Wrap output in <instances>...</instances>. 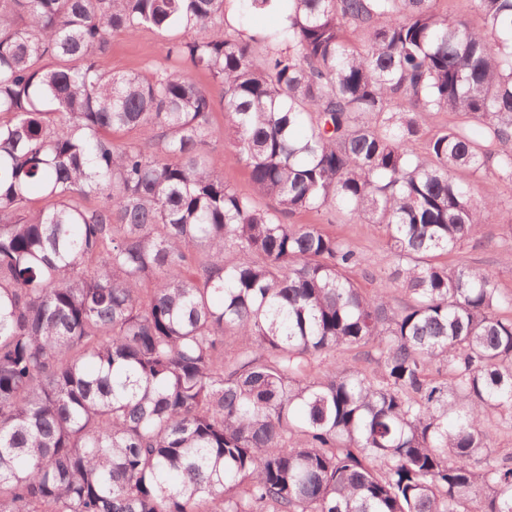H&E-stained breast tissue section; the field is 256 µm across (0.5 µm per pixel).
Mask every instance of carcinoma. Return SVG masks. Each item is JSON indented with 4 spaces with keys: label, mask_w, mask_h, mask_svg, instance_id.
<instances>
[{
    "label": "carcinoma",
    "mask_w": 512,
    "mask_h": 512,
    "mask_svg": "<svg viewBox=\"0 0 512 512\" xmlns=\"http://www.w3.org/2000/svg\"><path fill=\"white\" fill-rule=\"evenodd\" d=\"M471 4L0 0V512H512V295L436 262L512 184V0ZM145 27L183 69L99 68ZM332 210L406 303L288 222ZM215 154L219 156L217 171L223 175L224 183L242 194L255 195L246 170L239 164L230 148L229 138L224 134V143L218 145ZM295 224H322L329 232L344 238L356 249L373 256L376 260L377 280L372 286L379 292L389 297L393 304L404 299L403 293L396 284L390 282L384 271L390 266L391 261L387 256L381 235L368 224L356 219H349L336 212H325L322 215L309 214L295 216L290 219Z\"/></svg>",
    "instance_id": "1"
}]
</instances>
